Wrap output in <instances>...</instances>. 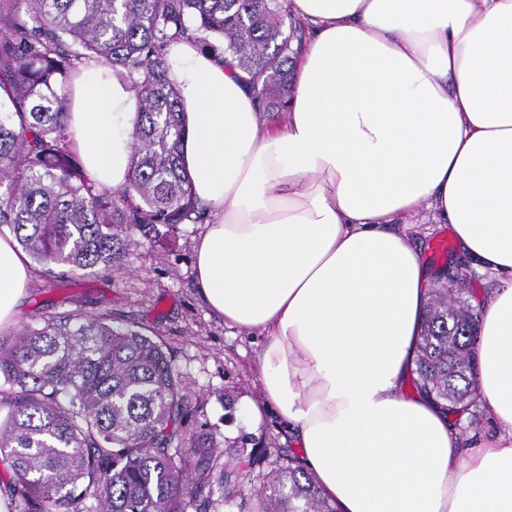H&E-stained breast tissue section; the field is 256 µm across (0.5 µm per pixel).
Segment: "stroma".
<instances>
[{"mask_svg": "<svg viewBox=\"0 0 512 512\" xmlns=\"http://www.w3.org/2000/svg\"><path fill=\"white\" fill-rule=\"evenodd\" d=\"M202 229V224L188 223L160 227L150 236L136 230L123 259L108 270L83 273L59 267L54 277L36 275L12 327L0 336L33 324L45 309L107 313L114 324L135 325L160 337L192 398L185 435L211 431L221 446L251 459L243 473L244 490L251 493L282 464L291 443L274 413L255 428L242 419V405L259 398L256 362L262 340L225 327L201 303L192 252Z\"/></svg>", "mask_w": 512, "mask_h": 512, "instance_id": "1", "label": "stroma"}]
</instances>
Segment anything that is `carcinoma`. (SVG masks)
I'll return each mask as SVG.
<instances>
[{
	"mask_svg": "<svg viewBox=\"0 0 512 512\" xmlns=\"http://www.w3.org/2000/svg\"><path fill=\"white\" fill-rule=\"evenodd\" d=\"M288 0H0V232L54 274L108 269L130 229L205 217L181 157L186 136L168 47L216 36L264 112H285L303 32ZM132 82L138 99L130 177L112 195L77 161L67 88L90 63ZM437 280L422 317L417 388L483 416L478 311L466 275ZM0 461L17 512H208L245 500L240 458L206 430L184 439L189 396L161 340L110 315L43 312L0 340ZM255 512H336L297 456L254 493Z\"/></svg>",
	"mask_w": 512,
	"mask_h": 512,
	"instance_id": "1",
	"label": "carcinoma"
}]
</instances>
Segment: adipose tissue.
Instances as JSON below:
<instances>
[{
	"mask_svg": "<svg viewBox=\"0 0 512 512\" xmlns=\"http://www.w3.org/2000/svg\"><path fill=\"white\" fill-rule=\"evenodd\" d=\"M308 30L285 120L232 57L190 41L170 78L198 202L204 304L264 338L258 380L336 512H512V0H288ZM88 177L128 179L136 94L111 68L70 89ZM429 212L499 285L480 303L478 400L498 439L464 448L411 389L436 270L395 221ZM0 236V328L34 280Z\"/></svg>",
	"mask_w": 512,
	"mask_h": 512,
	"instance_id": "1",
	"label": "adipose tissue"
}]
</instances>
